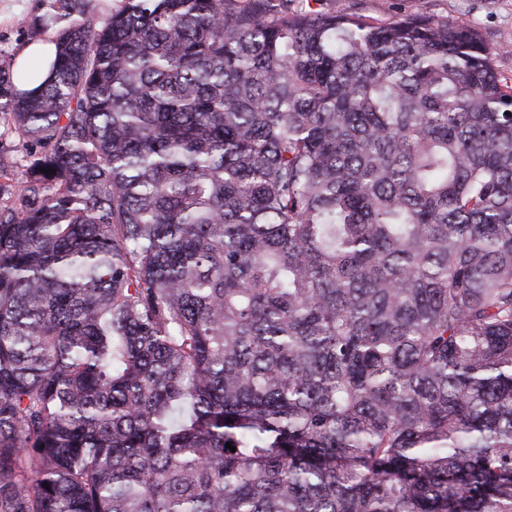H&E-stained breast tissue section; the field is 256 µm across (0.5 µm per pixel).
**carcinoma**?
I'll list each match as a JSON object with an SVG mask.
<instances>
[{
  "instance_id": "cac0c4a2",
  "label": "carcinoma",
  "mask_w": 512,
  "mask_h": 512,
  "mask_svg": "<svg viewBox=\"0 0 512 512\" xmlns=\"http://www.w3.org/2000/svg\"><path fill=\"white\" fill-rule=\"evenodd\" d=\"M49 7L53 78L0 64V512H512V84L478 32ZM0 156L4 163L8 165L10 170V180L2 177L0 183L2 185H15L21 177L23 165L25 162L24 150L18 144L17 134L12 132L10 123L4 119H0Z\"/></svg>"
}]
</instances>
